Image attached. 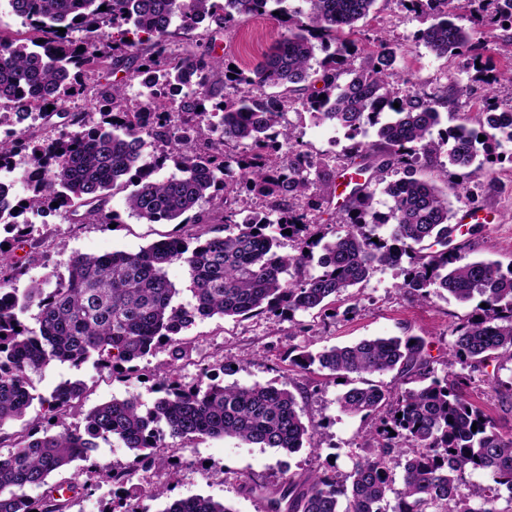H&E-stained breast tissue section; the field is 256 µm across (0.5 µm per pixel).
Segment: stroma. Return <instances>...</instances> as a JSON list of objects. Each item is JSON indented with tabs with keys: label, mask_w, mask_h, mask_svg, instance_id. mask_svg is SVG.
<instances>
[{
	"label": "stroma",
	"mask_w": 512,
	"mask_h": 512,
	"mask_svg": "<svg viewBox=\"0 0 512 512\" xmlns=\"http://www.w3.org/2000/svg\"><path fill=\"white\" fill-rule=\"evenodd\" d=\"M461 24L472 29L478 51L494 70L506 69L508 61L498 52L499 45L512 38V28L489 24L488 12L471 4L460 12ZM423 26L420 14L405 8L400 0H377L369 16L360 22L355 35L358 47L369 39L383 38L398 53L395 81L401 89L416 86L427 92L460 83L470 89L466 105L441 110V125L448 128L464 124L479 128L488 102H512V86L500 82L488 89L466 58H439L414 34ZM283 31L273 16L242 17L218 34L217 54L235 65L248 68ZM288 118L296 139L304 150L336 165L346 162L351 145L343 131L318 123L301 106H293ZM418 178L433 182L441 190L457 183L465 184L468 193L451 198L452 209L480 207L486 224L464 226L457 241L467 258L489 259L512 267V142L492 150L479 174L451 165L421 167ZM126 191L115 192L110 200L121 216L120 224H74L56 211L47 212L37 222L35 235L48 260L44 266L29 268L14 283L25 290L31 279L48 272H66L73 254L99 255L112 251L138 252L154 241L180 234L176 224H149L131 215L126 206ZM398 269L380 267L367 282L352 288L351 296L335 304V316L326 318L314 313L298 312L270 320L258 315L249 318L214 316L196 320L182 334L184 349L180 359L169 351L147 355L139 363L140 375L122 376L96 369L92 363L81 367L54 363L32 375L36 395L50 396L66 380H81L87 386L83 410L67 421L70 428L84 425L82 413L95 405L129 394L140 395L145 404L158 396L157 380L174 374L184 386L196 385L200 364L213 366L217 381L250 386L274 384L287 386L300 396L304 421L315 425L317 446L288 454L273 448H261L232 438L204 437L193 442L165 438L175 457L166 462H136L134 454L117 439L100 442L91 457L104 467L122 466L130 472L132 484L142 493L135 500L138 512H163L167 501L195 495L209 496L223 502L232 512H260L257 497L271 491L287 479L302 480L310 473L337 467L339 473L350 472L356 457L365 455L367 432L373 428L371 416L352 415L341 410L338 397L343 388L320 371H303L288 361L290 352L303 347L320 349L344 345L375 336L417 335L427 341V352L438 377L448 374V352L452 328L472 312L469 304L456 302L447 295L421 301L400 291ZM168 489L166 499L151 495L156 485ZM67 512H123L121 492L110 482H101L69 495Z\"/></svg>",
	"instance_id": "stroma-1"
}]
</instances>
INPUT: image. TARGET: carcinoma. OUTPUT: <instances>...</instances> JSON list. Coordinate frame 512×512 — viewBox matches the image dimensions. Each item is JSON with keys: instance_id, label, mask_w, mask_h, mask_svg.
Masks as SVG:
<instances>
[{"instance_id": "obj_1", "label": "carcinoma", "mask_w": 512, "mask_h": 512, "mask_svg": "<svg viewBox=\"0 0 512 512\" xmlns=\"http://www.w3.org/2000/svg\"><path fill=\"white\" fill-rule=\"evenodd\" d=\"M285 2L8 0L28 30L19 37L0 33V127L11 130L0 138V168L25 154L43 169L38 180L23 173L29 196L18 207L38 214L56 202L76 223L117 224L119 215L108 207L112 191L131 185L126 206L132 215L148 223L178 220L188 230L136 253L74 254L67 275L31 281L21 302L12 285L42 256L35 225L9 216L11 238L0 240V430L26 415L35 400L30 374L53 362L78 367L91 360L114 372L137 373V362L159 349L181 355L180 334L197 317L324 314L374 269L399 266L406 257L410 264L402 269L399 290L423 300L441 293L459 303L480 299L452 330L448 367L461 370L439 378L421 336L364 338L296 354L293 365L349 385L338 397L343 411L376 415L378 423L369 432L373 453L359 457L349 474L290 478L269 492L270 512H386L381 503L392 492L395 457L405 462L391 512H512V432H503L467 393L488 376L491 362H512V268L466 260L455 244L458 227L451 223L448 195L412 172L415 164H433L444 154L448 164L478 174L479 150L489 151L497 131L512 141V119L487 115L480 132L460 124L433 136L439 108L461 104L467 90L397 91L395 51L382 39L358 51L349 39L376 0H304L307 10L295 14ZM402 2L431 16L416 39L436 56L471 46L472 32L448 13L453 0ZM488 2L496 21L512 22V0ZM276 11L285 33L248 69L233 70L214 55V37L203 44L183 41L213 22L223 29L239 17ZM318 49L326 52L319 72L313 69ZM120 72L124 77L113 79ZM314 74L322 87L313 91ZM344 74L349 80L341 83ZM138 78L145 91L134 101L127 88ZM266 87L283 91L266 94ZM90 91L103 116L93 126L89 113L65 109L67 101ZM295 100L353 141L346 166L295 148L286 119ZM51 101L56 106L44 117L59 116L61 129L35 136L23 123ZM367 125L376 128L377 141L357 140ZM170 162L176 172L157 177ZM398 170L402 177L386 179ZM342 172L351 185L346 229L331 236L310 233L297 200L312 198L311 206L321 210L335 196ZM378 191L391 200L386 213L375 207ZM253 197L265 200L264 209L246 210ZM205 204L224 210V224L206 227ZM282 239L297 242L298 253L274 251ZM316 248L319 271L312 274L305 251ZM18 249L25 251L22 260ZM175 262L187 274L183 290L167 277ZM183 291L188 300L176 302ZM33 307L31 324L23 315ZM394 370L410 384L400 393L351 379ZM211 371L201 366L203 380L191 387L162 379V396L145 411L135 394L98 404L84 414L81 431L65 427V420L82 399L84 383H60L40 399L47 416L39 427L0 436L15 448L0 455V512H67L63 485L48 484V477L77 460L86 462L78 471L87 477L84 486L99 478L125 487L128 471L90 461L99 439H119L141 462L157 455L166 433L188 440L235 438L290 453L316 447L317 430L303 421L292 391L224 385ZM468 470L487 471L495 484L477 506L460 491ZM29 487L44 492L32 500ZM501 498L504 508L497 506ZM162 512L232 510L196 495Z\"/></svg>"}]
</instances>
